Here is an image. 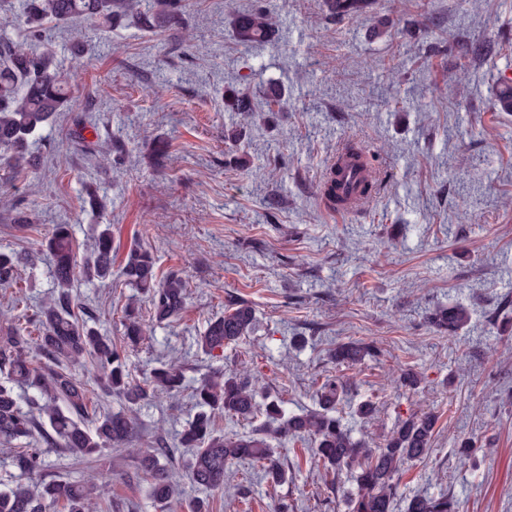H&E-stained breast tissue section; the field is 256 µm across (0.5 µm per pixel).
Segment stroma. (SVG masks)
Instances as JSON below:
<instances>
[{
	"mask_svg": "<svg viewBox=\"0 0 512 512\" xmlns=\"http://www.w3.org/2000/svg\"><path fill=\"white\" fill-rule=\"evenodd\" d=\"M184 20L152 30L125 22L103 33L64 72L72 94L93 113L83 135L112 133L123 164L101 166L74 150V113L31 139L33 169L0 180V252L21 253L27 307L0 289V326L32 316L52 286L46 242L70 225L85 257L96 230L112 227L113 261L149 249L159 274L188 282L184 310L126 350L134 376L175 362L185 387L135 407L136 429L110 453L106 498L121 512H162L149 496L141 453L157 444L179 496L169 512H347L349 475L325 477L303 445L278 450L288 479L272 484L252 464L226 468L223 490L193 487L178 439L194 413L191 389L203 375L237 370L288 413L314 409L329 378L346 382L339 407L354 437L384 444L415 412L438 421L431 449L395 478L394 512L410 497L452 496L459 512H512V112L495 96L512 84V0H371L366 14L328 19L323 0H184ZM267 9L280 31L261 47L236 37L235 14ZM495 40L501 53L472 61L459 46ZM285 86L288 105L255 116L228 112L224 93L251 95ZM163 86L161 97L149 89ZM237 122V146L224 127ZM171 145L165 166L152 147ZM358 142L386 183L361 210L337 215L317 186L341 146ZM107 192L102 215L82 204L83 187ZM32 223L16 224L18 212ZM470 213L471 223L459 221ZM81 300L119 339L126 306L151 322L146 298L113 278L83 284ZM256 311L255 332L213 352L196 343L208 318L231 301ZM469 309L451 337L426 317L440 305ZM339 342L375 345L354 368L336 365ZM420 384L396 385L401 371ZM376 408L352 416L358 403ZM475 452L460 461L456 448Z\"/></svg>",
	"mask_w": 512,
	"mask_h": 512,
	"instance_id": "stroma-1",
	"label": "stroma"
}]
</instances>
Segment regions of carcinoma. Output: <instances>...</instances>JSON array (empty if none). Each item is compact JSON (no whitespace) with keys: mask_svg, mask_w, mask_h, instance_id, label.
Wrapping results in <instances>:
<instances>
[{"mask_svg":"<svg viewBox=\"0 0 512 512\" xmlns=\"http://www.w3.org/2000/svg\"><path fill=\"white\" fill-rule=\"evenodd\" d=\"M182 0H24L19 20L29 36L40 35L47 23L65 25L83 21L95 30L112 28L116 21L132 17L146 29L157 23H179ZM328 16L342 19L358 16L369 8V0H327ZM237 38L249 44L271 41L275 32L269 15L256 11L234 19ZM288 100L273 90L260 102L237 92L225 104L229 112H253L265 108L282 109ZM82 107L69 91L62 75L57 53H36L10 37L0 35V168L21 173L34 165L30 137L52 124L60 112H73ZM104 155L107 163H119L126 150L119 139L107 135L103 149L89 150ZM345 168L327 169L318 193L331 209L349 203L350 196L370 201L384 188L376 177L362 178L352 188L344 186ZM53 257L54 291L41 304L37 314L38 336L26 335V327L17 322L0 328V372L10 381L29 390L27 408H22L13 388L0 385V441L18 442L13 463L23 474L34 477L45 466V455L62 449L77 458L104 459L112 446L124 444L134 430V422L123 412H99L88 409L90 391L75 377L72 368L89 365L97 373L105 395L114 397L127 407L146 402L159 394H173L184 385L182 369L170 362L152 368L145 379L134 378L127 366L124 351L140 345L147 329L134 309L126 311L123 335L115 342L93 324L91 313L79 301L74 288L80 280L112 282V230L105 227L94 238V245L81 266L75 263V240L70 226L56 225L47 242ZM20 258L0 253V287L15 288L17 301L23 291L17 287ZM119 275L131 287L145 294L152 318L167 321L183 310L187 299L186 281L182 275H157L155 258L141 247L129 250ZM429 323L454 337L470 320V312L460 304L439 307L428 317ZM255 310L246 302L224 308V314L210 319L198 344L207 352L235 344L255 329ZM44 355L45 362L36 365L31 350ZM375 356L369 345L339 343L333 351L336 363L352 366ZM344 387L336 379L327 381L318 393V408L301 414H288L284 401L266 397L257 401L255 385L241 373H224L221 377L205 376L197 380L193 397L197 408L180 437V444L194 449L187 463L191 483L206 490L224 487L228 462L252 460L265 463V476L276 484L285 472L275 459L276 449L270 438L309 440L313 459L327 475H338L346 469L353 473L356 493L348 498L349 512H393L395 488L393 479L405 461H416L427 455L435 433L437 418L430 413L412 415L400 421L386 440L373 449L362 439H355L337 415ZM249 418L265 415L266 423L259 433L226 437L215 428L218 414ZM165 449L158 448L142 457L140 467L150 479V497L161 505L175 494L174 483L166 465L160 462ZM100 483L79 481H36L29 486L17 485L0 491V512H97L101 488L112 481V472H97ZM458 504L447 495H415L409 499L406 512H457Z\"/></svg>","mask_w":512,"mask_h":512,"instance_id":"obj_1","label":"carcinoma"}]
</instances>
